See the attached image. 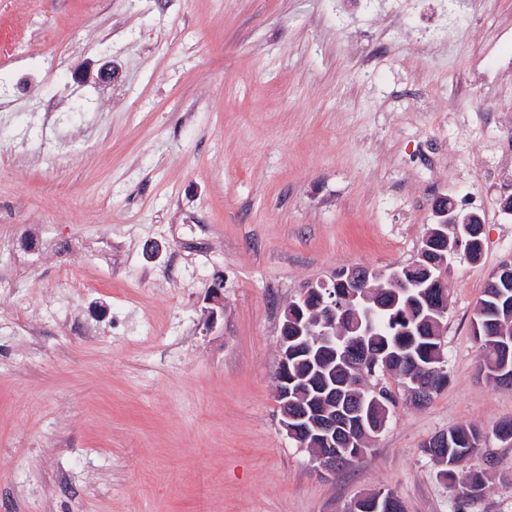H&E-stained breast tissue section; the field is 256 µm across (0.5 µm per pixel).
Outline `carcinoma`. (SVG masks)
I'll use <instances>...</instances> for the list:
<instances>
[{
	"label": "carcinoma",
	"mask_w": 512,
	"mask_h": 512,
	"mask_svg": "<svg viewBox=\"0 0 512 512\" xmlns=\"http://www.w3.org/2000/svg\"><path fill=\"white\" fill-rule=\"evenodd\" d=\"M446 310L440 289L426 288L423 297L413 293L398 295L380 291L369 302L360 299L344 310H336V336L326 344L317 336H305L310 353L288 358V368L298 382L291 390H300L303 401L314 408L334 403L364 408L353 416L374 439L387 426L394 398L383 404L369 400L363 382L375 388L385 375H396L404 389L412 381H433L440 389L445 374L443 345L434 321L420 315L422 300ZM512 303V288H498L489 278L472 318L474 337L481 342V367L498 384L506 383L512 373V319L506 304ZM448 439V446L436 461L442 465L438 476L458 491L459 509L483 497L486 477L480 469H466L463 463L477 455L487 433L476 426H459L436 433ZM353 512H404L402 501L390 490H377L360 496Z\"/></svg>",
	"instance_id": "carcinoma-1"
}]
</instances>
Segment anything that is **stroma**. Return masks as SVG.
<instances>
[{"label":"stroma","mask_w":512,"mask_h":512,"mask_svg":"<svg viewBox=\"0 0 512 512\" xmlns=\"http://www.w3.org/2000/svg\"><path fill=\"white\" fill-rule=\"evenodd\" d=\"M509 154L512 0H0V512H512L471 331ZM441 197L484 224L443 274L448 379L419 406L386 377V429L321 471L280 424L284 311L410 264ZM470 424L462 511L422 446ZM381 496L379 506L377 498ZM354 510L350 512H404L402 501L390 490H377L360 496L353 503Z\"/></svg>","instance_id":"obj_1"}]
</instances>
